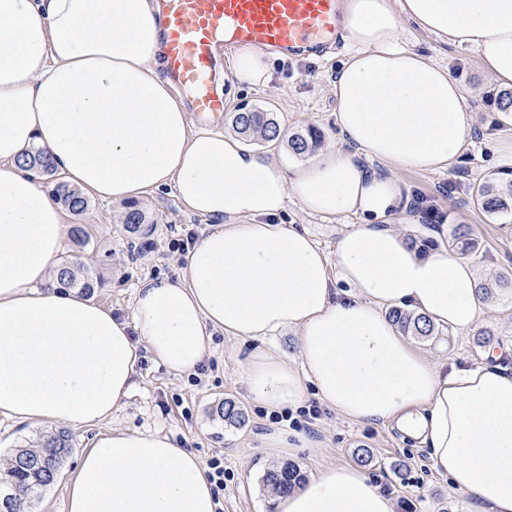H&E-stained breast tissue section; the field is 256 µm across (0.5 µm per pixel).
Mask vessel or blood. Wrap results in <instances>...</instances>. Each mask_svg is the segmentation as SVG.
Instances as JSON below:
<instances>
[{
    "label": "vessel or blood",
    "mask_w": 512,
    "mask_h": 512,
    "mask_svg": "<svg viewBox=\"0 0 512 512\" xmlns=\"http://www.w3.org/2000/svg\"><path fill=\"white\" fill-rule=\"evenodd\" d=\"M158 9L165 75L189 93L201 117L225 107L214 90L229 76L220 49L250 47L297 58L322 50L342 25L336 0H158Z\"/></svg>",
    "instance_id": "b4317fda"
}]
</instances>
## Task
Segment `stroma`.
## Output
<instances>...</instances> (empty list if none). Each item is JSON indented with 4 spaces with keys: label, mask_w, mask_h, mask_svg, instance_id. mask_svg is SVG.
<instances>
[{
    "label": "stroma",
    "mask_w": 512,
    "mask_h": 512,
    "mask_svg": "<svg viewBox=\"0 0 512 512\" xmlns=\"http://www.w3.org/2000/svg\"><path fill=\"white\" fill-rule=\"evenodd\" d=\"M404 39L408 47L447 65L462 80L474 138L448 168L400 173L401 182L411 192L417 222L406 224L397 216L392 224L419 248L431 245L428 230L463 225L475 245L464 257L478 277L512 272V213H487L475 200L478 185L494 178H512V161L499 149L501 142L512 140V110L503 108L500 88L479 68L473 49L448 45L410 23L404 26ZM347 50L343 43L320 56L275 59L276 76L264 88L225 84V108L214 117V126L230 128L233 113L245 104L274 112L286 133L312 126L322 136V149L347 150L336 124L332 85ZM138 206L146 221L134 233L124 222L128 210L124 203L92 199L82 214L65 216L69 232L63 259L90 271L94 286L89 298L117 316L129 314L134 292L143 280L180 276L185 256L170 249L172 238L187 233L200 238L214 227L213 221L185 212L170 189L139 201ZM283 219L306 230L329 254L350 222L346 216L308 215L295 200L289 201ZM77 228L82 229V236H74ZM485 332L491 336L487 344L481 341ZM415 344L431 361L458 366L482 362L487 348L493 346L503 352L501 366L512 371V294L499 291L490 298L477 330L461 334L440 328L430 338L416 339ZM255 347L254 341L212 331L204 370L195 379L187 373L168 372L150 353L141 352L135 387L121 409L104 422L71 427L75 451L112 428L159 432L202 460L223 459L224 483L216 488L218 512H270L273 495L264 475L272 462L264 441L272 420L249 400L240 378V369ZM229 400L241 410L242 423L222 417L220 409ZM306 403L319 406L320 417L309 435L312 448L292 459L302 475H310L325 463L358 464L366 451L371 455L363 465L366 473L395 500L397 512H473L472 503L431 467L427 449L418 442L402 438L387 425L351 421L320 405L315 393H308ZM48 429L45 423L0 416V461ZM75 451L64 460L56 481L31 500L29 512H67L66 484L77 467Z\"/></svg>",
    "instance_id": "35a3bbf8"
}]
</instances>
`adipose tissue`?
<instances>
[{"instance_id": "adipose-tissue-1", "label": "adipose tissue", "mask_w": 512, "mask_h": 512, "mask_svg": "<svg viewBox=\"0 0 512 512\" xmlns=\"http://www.w3.org/2000/svg\"><path fill=\"white\" fill-rule=\"evenodd\" d=\"M349 51L336 71L347 143L284 165L238 135L192 129L163 75L156 0H0V415L22 422L106 420L133 388L140 348L192 371L210 329L256 341L242 367L267 413L308 391L338 414L383 423L428 448L433 467L478 512H512V375L492 362L436 365L386 314L398 307L465 332L487 310L455 249L414 248L389 225L405 214L401 171L448 167L471 141L465 89L407 47L404 22L473 48L512 89V0H340ZM272 55L242 47L231 73L272 80ZM39 148L73 186L110 203L173 189L214 229L178 280L145 279L129 317L47 288L66 236L61 207L22 162ZM324 218L352 215L334 255L282 222L289 199ZM294 332L296 356L272 341ZM201 458L167 436L112 429L78 452L67 512H215ZM276 512H396L365 470L323 464L277 495Z\"/></svg>"}]
</instances>
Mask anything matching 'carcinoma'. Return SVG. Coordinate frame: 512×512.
<instances>
[{
	"label": "carcinoma",
	"instance_id": "cac0c4a2",
	"mask_svg": "<svg viewBox=\"0 0 512 512\" xmlns=\"http://www.w3.org/2000/svg\"><path fill=\"white\" fill-rule=\"evenodd\" d=\"M234 126L238 133L247 137L272 141L278 138L280 126L272 112L255 110L237 112ZM321 144L320 133L313 127L298 131L288 138V147L296 155L314 152ZM26 168L36 178L49 179L55 166L40 150L34 149L25 157ZM60 201L74 213L82 212L87 201L79 192L61 185L53 188ZM478 203L487 212L496 214L512 211V181L500 185L494 181L479 186L476 190ZM58 285L72 288L92 287L89 279H78V266L67 265L57 275ZM482 294L488 295L493 289L512 290V272L496 276L490 283H480ZM390 318L398 328L412 336L434 335L435 328L426 322L425 317L404 312L398 308L390 311ZM71 450V439L64 431L50 432L35 447L19 448L8 458L6 466L0 468V512H26L28 504L39 490L52 484L57 476L64 456ZM303 477L294 464H286L266 472L265 482L277 491H288Z\"/></svg>",
	"mask_w": 512,
	"mask_h": 512
}]
</instances>
